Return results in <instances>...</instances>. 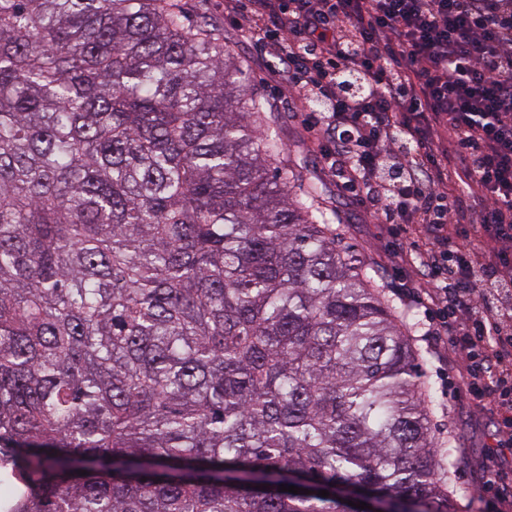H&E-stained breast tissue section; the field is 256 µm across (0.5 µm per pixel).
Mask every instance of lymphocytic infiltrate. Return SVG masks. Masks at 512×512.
I'll return each instance as SVG.
<instances>
[{
    "instance_id": "lymphocytic-infiltrate-1",
    "label": "lymphocytic infiltrate",
    "mask_w": 512,
    "mask_h": 512,
    "mask_svg": "<svg viewBox=\"0 0 512 512\" xmlns=\"http://www.w3.org/2000/svg\"><path fill=\"white\" fill-rule=\"evenodd\" d=\"M277 59L327 174L403 251L512 447V0H225ZM358 86H350V78Z\"/></svg>"
}]
</instances>
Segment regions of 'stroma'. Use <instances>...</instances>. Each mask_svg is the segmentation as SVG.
Listing matches in <instances>:
<instances>
[{
    "mask_svg": "<svg viewBox=\"0 0 512 512\" xmlns=\"http://www.w3.org/2000/svg\"><path fill=\"white\" fill-rule=\"evenodd\" d=\"M224 43L243 62L251 89L266 101L273 128L287 148L288 164L300 183L321 188L324 204L335 212L344 230L345 245L371 264L387 292L415 314L419 327L417 344L427 354V371L439 404L431 427L437 436L455 437L452 482L459 499L465 504L471 502L474 487L482 484L511 483L512 450L496 446L501 424L497 408L477 406L463 385L454 358L432 348L428 335L436 323L435 308L426 299L412 295L408 288L412 271L395 261L401 248L420 242L418 225H407L401 235H392L385 227L373 223L355 200L342 195L323 170L316 148L307 138L303 112L283 96L286 79L274 69L272 57L242 41L239 31L231 26H225ZM493 451L497 452L499 462L495 472L487 468V457Z\"/></svg>",
    "mask_w": 512,
    "mask_h": 512,
    "instance_id": "1",
    "label": "stroma"
}]
</instances>
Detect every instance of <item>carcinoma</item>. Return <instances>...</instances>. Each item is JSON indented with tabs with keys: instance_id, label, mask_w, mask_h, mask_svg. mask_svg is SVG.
<instances>
[{
	"instance_id": "cac0c4a2",
	"label": "carcinoma",
	"mask_w": 512,
	"mask_h": 512,
	"mask_svg": "<svg viewBox=\"0 0 512 512\" xmlns=\"http://www.w3.org/2000/svg\"><path fill=\"white\" fill-rule=\"evenodd\" d=\"M242 69L166 0H0L12 512H457L414 316Z\"/></svg>"
}]
</instances>
